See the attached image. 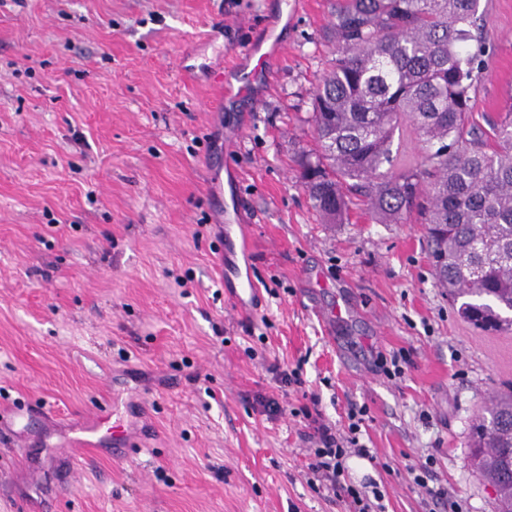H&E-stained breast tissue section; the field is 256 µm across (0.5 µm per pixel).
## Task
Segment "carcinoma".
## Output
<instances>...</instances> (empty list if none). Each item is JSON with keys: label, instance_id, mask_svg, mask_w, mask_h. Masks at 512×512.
<instances>
[{"label": "carcinoma", "instance_id": "1", "mask_svg": "<svg viewBox=\"0 0 512 512\" xmlns=\"http://www.w3.org/2000/svg\"><path fill=\"white\" fill-rule=\"evenodd\" d=\"M480 0H336V58L300 178L324 224L354 201L379 224L424 219L440 287L488 334L512 331V106L472 122L485 70ZM410 126L415 158L394 148ZM492 512H512V387L471 426Z\"/></svg>", "mask_w": 512, "mask_h": 512}]
</instances>
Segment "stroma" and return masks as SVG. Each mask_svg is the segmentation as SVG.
<instances>
[{
	"mask_svg": "<svg viewBox=\"0 0 512 512\" xmlns=\"http://www.w3.org/2000/svg\"><path fill=\"white\" fill-rule=\"evenodd\" d=\"M307 2L267 77L226 101L215 76L283 0H0V512H343L304 477L313 408L340 430L362 412L376 459L345 480H376L385 512H425L427 484L491 512L469 433L512 383V333L459 316L418 219L320 223L296 157L335 0ZM480 8L474 112L493 116L512 105V0ZM214 175L251 229L242 310ZM295 368L302 386L280 381ZM103 412L137 447L116 461L104 437L74 469Z\"/></svg>",
	"mask_w": 512,
	"mask_h": 512,
	"instance_id": "obj_1",
	"label": "stroma"
}]
</instances>
